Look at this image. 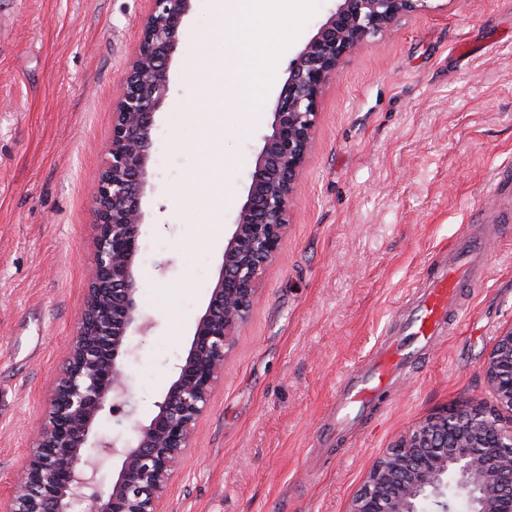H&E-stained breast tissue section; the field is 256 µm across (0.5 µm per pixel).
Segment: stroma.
Segmentation results:
<instances>
[{"instance_id":"stroma-1","label":"stroma","mask_w":512,"mask_h":512,"mask_svg":"<svg viewBox=\"0 0 512 512\" xmlns=\"http://www.w3.org/2000/svg\"><path fill=\"white\" fill-rule=\"evenodd\" d=\"M305 0L270 34L275 71L234 70L232 46L192 53L215 25L192 0L155 120L142 205L140 304L155 327L124 370L147 418L209 301L245 200L288 62L335 9ZM150 0H0V502L22 469L84 305L94 263L92 195L112 107ZM262 99L249 131L221 143L220 231L202 207L200 120L217 102ZM279 253L224 359V375L173 473L159 512H349L374 463L430 414L492 405L484 361L512 326V223L485 225V202L512 205V0H428L350 56L320 98L315 139ZM498 243L454 336L381 397V415L321 449L344 374L392 325L397 307L450 241Z\"/></svg>"}]
</instances>
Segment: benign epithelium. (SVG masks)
<instances>
[{"label": "benign epithelium", "mask_w": 512, "mask_h": 512, "mask_svg": "<svg viewBox=\"0 0 512 512\" xmlns=\"http://www.w3.org/2000/svg\"><path fill=\"white\" fill-rule=\"evenodd\" d=\"M150 2L122 75L94 192V264L81 319L52 378L47 417L34 433L6 512H157L223 377L224 356L246 321L260 275L281 248L324 86L370 37L424 8L426 0H336L334 12L289 61L206 310L144 423L136 419L124 373L136 349L133 337L155 326L138 302L142 197L155 114L169 89V65L191 0ZM483 372L494 405L448 409L406 432L376 461L349 512H419L430 498L449 512L450 472L473 512H512V326L497 336ZM106 410L119 425L132 422L130 433H97ZM116 456L121 467L105 487L98 475Z\"/></svg>", "instance_id": "obj_1"}]
</instances>
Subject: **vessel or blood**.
I'll return each instance as SVG.
<instances>
[{
  "label": "vessel or blood",
  "instance_id": "obj_1",
  "mask_svg": "<svg viewBox=\"0 0 512 512\" xmlns=\"http://www.w3.org/2000/svg\"><path fill=\"white\" fill-rule=\"evenodd\" d=\"M494 247L487 235H462L449 245L428 286L414 289L412 307L398 308L390 337L344 379L329 414L330 438L345 437L380 393L407 377L420 351L458 321L464 294L483 282Z\"/></svg>",
  "mask_w": 512,
  "mask_h": 512
}]
</instances>
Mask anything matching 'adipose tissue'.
<instances>
[{"label":"adipose tissue","instance_id":"ef3b65f1","mask_svg":"<svg viewBox=\"0 0 512 512\" xmlns=\"http://www.w3.org/2000/svg\"><path fill=\"white\" fill-rule=\"evenodd\" d=\"M216 24L210 38L216 42H230L234 47L238 68L224 73L229 83L238 82L251 73L254 59H261L264 73H272L277 63V52L265 36L264 25L271 9H278L288 18H296L303 0H215Z\"/></svg>","mask_w":512,"mask_h":512}]
</instances>
